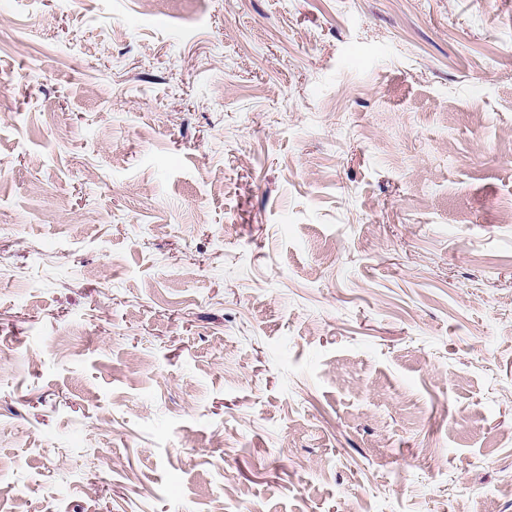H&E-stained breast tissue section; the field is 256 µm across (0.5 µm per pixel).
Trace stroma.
Here are the masks:
<instances>
[{"label":"stroma","mask_w":512,"mask_h":512,"mask_svg":"<svg viewBox=\"0 0 512 512\" xmlns=\"http://www.w3.org/2000/svg\"><path fill=\"white\" fill-rule=\"evenodd\" d=\"M0 512H512V0H0Z\"/></svg>","instance_id":"obj_1"}]
</instances>
